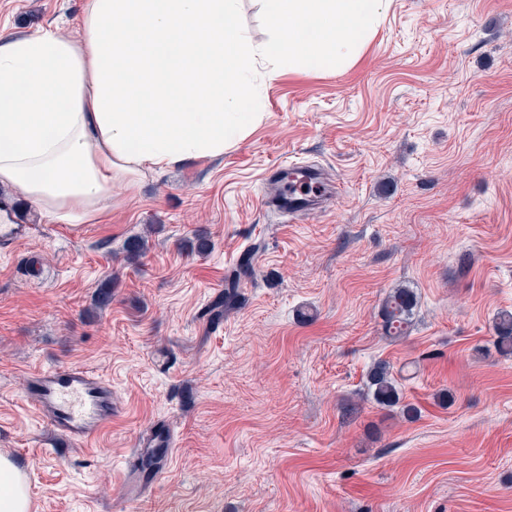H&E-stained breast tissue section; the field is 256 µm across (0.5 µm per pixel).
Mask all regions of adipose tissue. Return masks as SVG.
<instances>
[{
  "mask_svg": "<svg viewBox=\"0 0 512 512\" xmlns=\"http://www.w3.org/2000/svg\"><path fill=\"white\" fill-rule=\"evenodd\" d=\"M256 45L239 0H83L80 41L51 29L0 42V187L50 222L95 224L112 186L220 156L252 121L259 67L344 66L387 0H261ZM24 475L0 456V512H29ZM237 24L255 44L266 42L272 32L259 0H241Z\"/></svg>",
  "mask_w": 512,
  "mask_h": 512,
  "instance_id": "obj_1",
  "label": "adipose tissue"
}]
</instances>
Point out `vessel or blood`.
<instances>
[{"label": "vessel or blood", "mask_w": 512, "mask_h": 512, "mask_svg": "<svg viewBox=\"0 0 512 512\" xmlns=\"http://www.w3.org/2000/svg\"><path fill=\"white\" fill-rule=\"evenodd\" d=\"M267 181L273 188L267 202L283 214L308 218L320 210L324 178L318 169L284 162L268 175ZM29 234L28 225L0 224V247L15 248ZM27 392L38 417L77 443L92 441L111 425L116 415L110 382L79 365L34 372ZM176 446V438L169 428L161 425L149 428L123 473L128 499H139L144 489L165 477Z\"/></svg>", "instance_id": "obj_1"}]
</instances>
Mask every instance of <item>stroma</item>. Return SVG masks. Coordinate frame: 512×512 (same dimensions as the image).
Returning a JSON list of instances; mask_svg holds the SVG:
<instances>
[{"mask_svg": "<svg viewBox=\"0 0 512 512\" xmlns=\"http://www.w3.org/2000/svg\"><path fill=\"white\" fill-rule=\"evenodd\" d=\"M81 3L0 0V32L78 38ZM260 96L223 156L115 184L100 223L69 230L0 193L33 227L0 253V454L21 458L34 512H512V356L493 345L512 311V0H388L353 62L281 68ZM289 159L344 185L303 224L259 200ZM197 232L211 251L186 247ZM250 248L254 276L211 324ZM400 285L417 305L393 340ZM381 359L408 366L417 419L370 399ZM59 364L109 380L122 408L91 444L34 414L28 378ZM157 421L178 445L132 505L121 474ZM416 304L411 288H396L387 296L382 307L385 336L399 339L406 335Z\"/></svg>", "mask_w": 512, "mask_h": 512, "instance_id": "1", "label": "stroma"}]
</instances>
